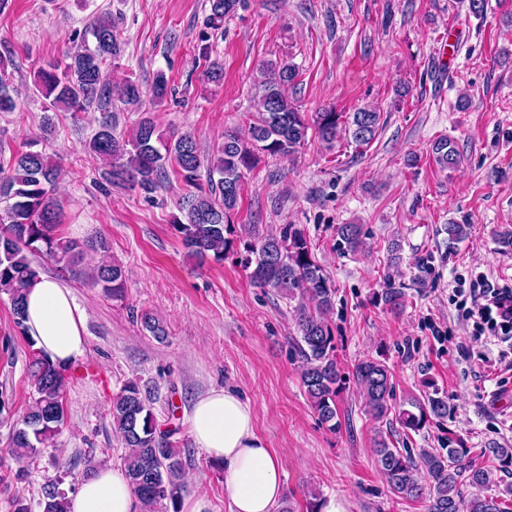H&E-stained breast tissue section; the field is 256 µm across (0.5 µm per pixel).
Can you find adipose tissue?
I'll list each match as a JSON object with an SVG mask.
<instances>
[{
  "mask_svg": "<svg viewBox=\"0 0 512 512\" xmlns=\"http://www.w3.org/2000/svg\"><path fill=\"white\" fill-rule=\"evenodd\" d=\"M27 334L49 359L77 363L87 347L85 321L67 286L42 276L26 292ZM188 431L205 454L224 465L229 512H274L282 494L278 462L256 433L252 408L239 395L214 389L186 414ZM73 512H139L122 469L97 468L72 499Z\"/></svg>",
  "mask_w": 512,
  "mask_h": 512,
  "instance_id": "obj_1",
  "label": "adipose tissue"
}]
</instances>
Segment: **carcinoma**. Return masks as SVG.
<instances>
[{
  "mask_svg": "<svg viewBox=\"0 0 512 512\" xmlns=\"http://www.w3.org/2000/svg\"><path fill=\"white\" fill-rule=\"evenodd\" d=\"M207 28L216 31L224 20L244 7L245 0H208ZM88 34L94 45H81L68 54L64 66L40 68L35 89L57 112H79L91 105L102 112L112 111V86L108 67L121 53L118 24L107 16L97 18ZM10 60L0 57V112L17 107L14 87L9 80ZM256 114L248 137L236 131L224 132V142L216 152L205 155L196 139L184 133L167 138L153 118H140L131 137L120 141L112 124L104 121L86 143V150L109 161L108 174L116 185L131 184L151 194L168 165H173L185 183L194 188L182 203L184 218L172 224L187 252L202 260H224L233 248V218L241 196L242 179L264 157H292L313 131L328 146L346 137L358 147L369 145L377 136L381 113L372 107L351 113L333 108L308 115L285 94V87L298 77V67L290 61L268 63L260 69ZM143 90L133 81L120 89L118 100L126 105L141 102ZM431 154L442 170L458 165L459 153L446 137L437 139ZM206 182H201V170ZM58 181L57 164L44 151L27 150L0 161V293L9 297L18 333L30 348L29 375L34 388L28 411L13 424L9 454L17 460L37 456L47 447L65 422L63 394L66 369L53 364L34 342L26 337L25 291L39 276L31 255L43 253L64 266L76 265L87 251L106 252L105 242L66 240L58 234L60 207L54 191ZM340 250L358 252L365 248L359 224L336 227ZM240 264L250 270L252 283L273 290L290 300H298L295 345L304 359L301 383L311 407L321 423L331 430L339 428L338 398L348 381L359 386L366 411L380 421L389 415L393 385L387 366L378 359L366 358L344 372L336 361V336L328 315L335 306L336 288L316 260L309 235L299 224L285 225L279 234L260 235L248 227L239 236ZM92 285L114 299L125 291V270L103 260L93 268ZM398 288H386L379 301L392 311L403 307ZM144 328L156 339L167 332L158 318L142 314ZM112 423L125 448L122 467L140 503V512H181L188 465L184 451L158 428L152 400L139 385L127 382L112 396ZM453 413L448 398L435 394L424 401L410 402L398 411L397 420L405 431L420 432L431 417L446 418ZM378 471L391 493L397 497L422 500L426 512H512V487L504 497L481 493L492 482L489 466L477 467L467 448L447 451L423 449L414 456L408 448H396L387 435L378 433L372 449ZM62 478L47 480L38 502L41 512H68L67 492L60 489ZM475 489L465 498L461 486Z\"/></svg>",
  "mask_w": 512,
  "mask_h": 512,
  "instance_id": "carcinoma-1",
  "label": "carcinoma"
}]
</instances>
